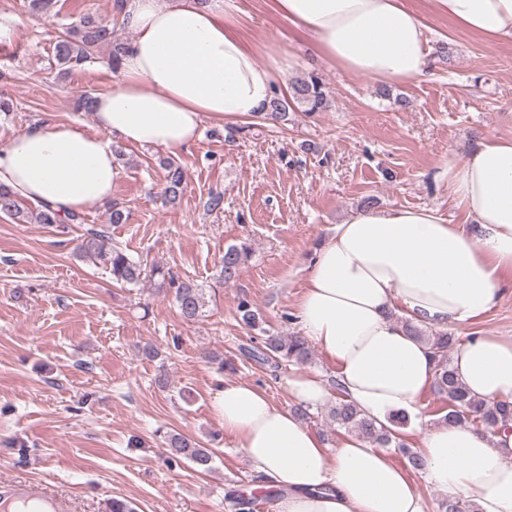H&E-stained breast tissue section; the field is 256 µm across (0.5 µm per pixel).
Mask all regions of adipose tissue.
I'll use <instances>...</instances> for the list:
<instances>
[{
    "label": "adipose tissue",
    "mask_w": 512,
    "mask_h": 512,
    "mask_svg": "<svg viewBox=\"0 0 512 512\" xmlns=\"http://www.w3.org/2000/svg\"><path fill=\"white\" fill-rule=\"evenodd\" d=\"M430 3L487 41L512 38V0ZM236 9L235 0H130L121 20L134 38L111 90L93 99L95 133L56 122L17 134L0 147V187L62 217L101 207L119 180L115 146L176 155L205 122L258 116L292 63L275 54L259 65ZM271 9L345 71L401 83L428 72L427 27L406 0H271ZM448 188L475 232L434 207L358 208L316 251L297 305L303 336L334 364L345 398L383 423L406 415L415 430L434 363L408 323L468 329L512 278V138L483 136L449 164ZM452 364L472 397L512 403V337H468ZM287 391L311 409L329 397L321 378L298 367ZM215 408L225 434L279 490L276 512H426L422 491L384 449L351 436L325 448L291 408L245 383H225ZM420 452L431 488L478 512H512V423L437 426L424 431Z\"/></svg>",
    "instance_id": "ef3b65f1"
}]
</instances>
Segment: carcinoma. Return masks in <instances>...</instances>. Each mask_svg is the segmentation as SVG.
I'll return each mask as SVG.
<instances>
[{"instance_id":"obj_1","label":"carcinoma","mask_w":512,"mask_h":512,"mask_svg":"<svg viewBox=\"0 0 512 512\" xmlns=\"http://www.w3.org/2000/svg\"><path fill=\"white\" fill-rule=\"evenodd\" d=\"M109 44L113 45L111 61L114 62L123 46L112 44V28L107 24L87 17L79 24L68 27L55 44V59L62 66L60 73L65 75L70 68L92 61L97 50ZM296 105L305 106L309 113L322 112L329 107V91L320 78L311 75L293 80L289 94L281 97L276 95L271 99L266 108L267 115L275 121L285 122L288 120L289 111ZM164 169V198L173 203L182 193L184 171L180 164L169 159L165 161ZM0 213L22 220L26 218L18 201L5 188H0ZM35 220L40 224H57L65 220L73 224L82 223L78 213L62 218L48 207L38 210ZM80 254L83 258L103 264L109 269L112 280L120 284H136L144 274L141 264L131 259L121 248L112 245L109 231L103 226L86 231L80 245ZM251 254L252 248L245 242L227 246L224 249L220 278L226 283L235 280ZM175 301L180 314L187 320L201 317L206 306L203 289L190 282H182L176 286ZM237 311L245 326L253 329L259 325L258 314L248 301H241ZM406 327L431 350L434 390L448 400V412L443 416L445 421L461 425L477 424L486 430L499 423L512 421V403L487 404L477 400L457 377L450 352L458 338L446 332L429 335L410 321L406 322ZM242 354L261 365L286 362L300 366L308 364L312 359V349L307 339L301 335L268 336L260 346L242 348ZM327 418L333 429L354 433L377 448H396L406 457L412 470H424L422 455L406 447L400 432L395 430V427L407 424L406 416H396L390 424L385 425L368 417L354 404L345 400L344 396L339 395L334 405L328 409ZM165 443L174 456L189 461L203 472L211 469L213 449L204 448L195 439L181 434L168 436Z\"/></svg>"}]
</instances>
